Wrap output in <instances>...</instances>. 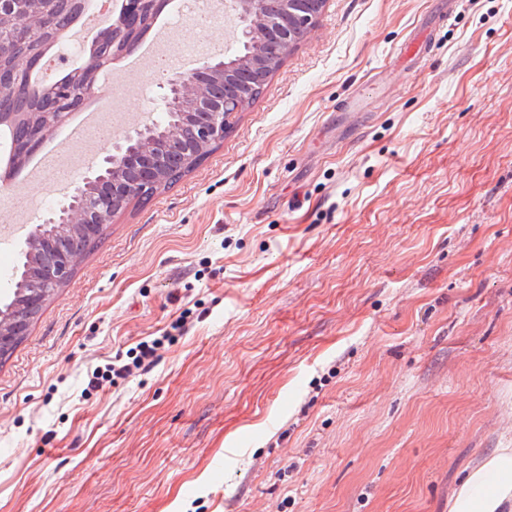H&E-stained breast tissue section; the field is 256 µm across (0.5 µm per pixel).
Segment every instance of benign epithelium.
<instances>
[{
	"label": "benign epithelium",
	"instance_id": "7a95c632",
	"mask_svg": "<svg viewBox=\"0 0 512 512\" xmlns=\"http://www.w3.org/2000/svg\"><path fill=\"white\" fill-rule=\"evenodd\" d=\"M71 5L76 0H0V44L26 46L53 41L61 35L52 23L56 4ZM326 0H280L276 14L260 9L259 0H234L240 34L268 40L280 48L285 60L312 35ZM160 0H124L120 20L102 37V42L130 44L136 27L157 14ZM111 55L98 54L79 70L45 90L39 99L43 107L35 112L0 113V125L23 127L26 137L14 145L12 159L23 166L71 111L81 107L95 90L94 81ZM261 66V55L250 56L240 63L218 61L205 63L191 76L180 73L167 83L165 106L174 118L171 129L157 133L145 124L112 147L91 175L67 188L63 201L51 216L29 234L31 264L20 275L25 288L20 300L0 307V352H9L25 336L32 319L45 303L70 279L75 262L82 252L74 239L83 234L101 232L119 213L116 203H130L137 197L156 191L163 173L171 168L192 170L200 155L224 141V132L233 112L224 100L209 90L215 78L233 81L237 65ZM23 82L14 70L0 66V98L14 96Z\"/></svg>",
	"mask_w": 512,
	"mask_h": 512
}]
</instances>
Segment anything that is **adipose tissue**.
<instances>
[{"mask_svg":"<svg viewBox=\"0 0 512 512\" xmlns=\"http://www.w3.org/2000/svg\"><path fill=\"white\" fill-rule=\"evenodd\" d=\"M448 512H512V448H498L459 482Z\"/></svg>","mask_w":512,"mask_h":512,"instance_id":"obj_1","label":"adipose tissue"}]
</instances>
